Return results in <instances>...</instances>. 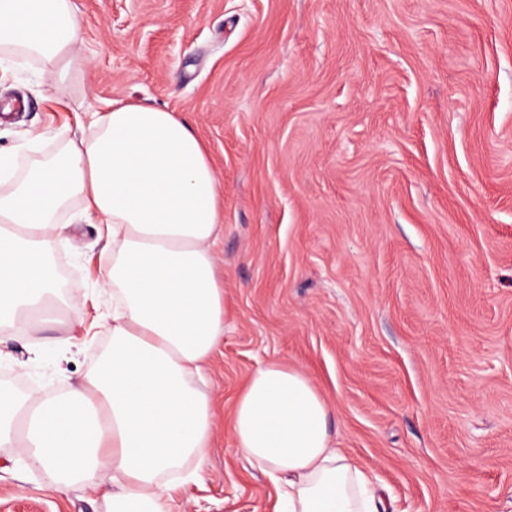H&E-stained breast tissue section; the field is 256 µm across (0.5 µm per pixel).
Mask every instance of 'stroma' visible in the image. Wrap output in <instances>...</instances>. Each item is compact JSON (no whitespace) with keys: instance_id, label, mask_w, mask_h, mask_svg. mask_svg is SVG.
<instances>
[{"instance_id":"stroma-1","label":"stroma","mask_w":512,"mask_h":512,"mask_svg":"<svg viewBox=\"0 0 512 512\" xmlns=\"http://www.w3.org/2000/svg\"><path fill=\"white\" fill-rule=\"evenodd\" d=\"M63 93L32 66L0 76V150L79 139L80 110L142 100L182 114L224 183V343L207 366L217 421L176 512H275L237 448L236 395L279 359L329 399L332 441L389 512H512V0H75ZM59 291L86 320L112 260L72 220ZM67 360L31 361L35 344ZM105 328L0 333L9 386L82 384ZM0 447V512H103Z\"/></svg>"}]
</instances>
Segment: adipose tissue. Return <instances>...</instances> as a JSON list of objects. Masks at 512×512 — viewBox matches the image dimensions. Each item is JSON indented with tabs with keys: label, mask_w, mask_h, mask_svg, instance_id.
<instances>
[{
	"label": "adipose tissue",
	"mask_w": 512,
	"mask_h": 512,
	"mask_svg": "<svg viewBox=\"0 0 512 512\" xmlns=\"http://www.w3.org/2000/svg\"><path fill=\"white\" fill-rule=\"evenodd\" d=\"M74 0H0V72L18 60L56 78L75 53ZM79 140L42 148L33 132L0 154V327L39 330L59 305L51 255L62 217L81 203L112 240L97 279L112 291V344L67 393L0 385V446L17 449L63 491L91 484L104 512H170L200 478L217 413L198 385L224 342V186L208 150L176 112L112 101L82 112ZM333 407L302 371L273 360L239 391L238 448L277 483L281 512H383L368 474L333 447Z\"/></svg>",
	"instance_id": "1"
}]
</instances>
